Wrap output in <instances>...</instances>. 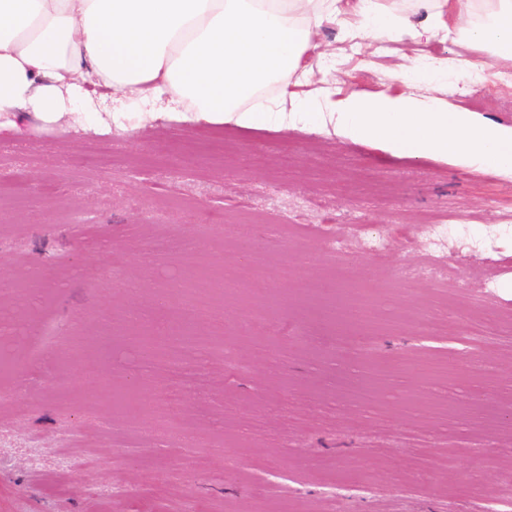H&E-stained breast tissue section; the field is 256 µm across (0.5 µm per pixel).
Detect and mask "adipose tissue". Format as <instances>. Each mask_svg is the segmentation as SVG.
<instances>
[{"instance_id":"obj_1","label":"adipose tissue","mask_w":512,"mask_h":512,"mask_svg":"<svg viewBox=\"0 0 512 512\" xmlns=\"http://www.w3.org/2000/svg\"><path fill=\"white\" fill-rule=\"evenodd\" d=\"M445 2L463 40L512 67V0ZM335 12L336 0H0V112H91L90 90L103 85L186 121L253 131L316 125L326 113L345 138L398 157L512 174V128L441 99L289 97L313 30ZM353 13L377 36L405 26L379 0H356ZM271 85L278 97H261Z\"/></svg>"}]
</instances>
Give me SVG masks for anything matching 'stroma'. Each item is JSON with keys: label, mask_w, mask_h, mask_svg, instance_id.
Masks as SVG:
<instances>
[{"label": "stroma", "mask_w": 512, "mask_h": 512, "mask_svg": "<svg viewBox=\"0 0 512 512\" xmlns=\"http://www.w3.org/2000/svg\"><path fill=\"white\" fill-rule=\"evenodd\" d=\"M353 2L337 0L289 91L437 96L512 127V82L476 92L435 71L481 53L431 5L380 0L433 34L375 39ZM434 224L446 279L396 285L428 265ZM219 242L268 260L256 336L237 332L232 293L213 288L202 313L184 297ZM331 276L372 294L378 325L326 323ZM1 280L15 290L0 318L23 333L0 342V512H486L512 496V335L490 319L512 311V175L395 158L329 126L20 113L0 125ZM176 318L232 358L165 360L150 328ZM448 355L445 378L388 368Z\"/></svg>", "instance_id": "1"}]
</instances>
